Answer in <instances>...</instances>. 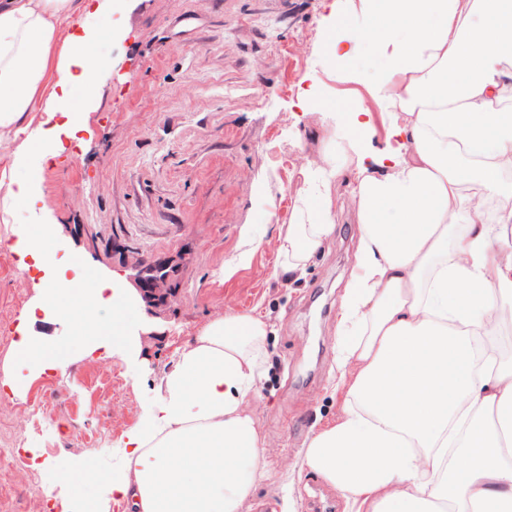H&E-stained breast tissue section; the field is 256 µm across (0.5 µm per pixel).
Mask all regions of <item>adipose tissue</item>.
<instances>
[{
	"label": "adipose tissue",
	"mask_w": 512,
	"mask_h": 512,
	"mask_svg": "<svg viewBox=\"0 0 512 512\" xmlns=\"http://www.w3.org/2000/svg\"><path fill=\"white\" fill-rule=\"evenodd\" d=\"M112 0H0V222L46 209L42 168L83 128L109 61L84 24ZM382 68L370 102L338 107L316 166L280 232V269L299 277L334 231L330 187L351 176L357 271L341 298L336 364L355 368L346 407L314 432L303 465L348 512H512V0H360ZM387 124L369 152L370 114ZM30 224L0 247L43 273L16 356L50 368L32 326L53 315L73 344L107 342L104 314L131 307L126 284L80 257L54 265ZM263 315L212 320L180 354L143 425L126 434L112 493L129 512H240L266 479L247 409L266 377Z\"/></svg>",
	"instance_id": "1"
}]
</instances>
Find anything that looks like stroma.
<instances>
[{
  "label": "stroma",
  "instance_id": "1",
  "mask_svg": "<svg viewBox=\"0 0 512 512\" xmlns=\"http://www.w3.org/2000/svg\"><path fill=\"white\" fill-rule=\"evenodd\" d=\"M364 26L354 0H120L98 19L113 35L111 62L86 106L87 123L64 138L42 174L47 211H18L16 225L48 224L50 250L75 252L122 273L113 244L180 266V296L166 315L138 306L126 341L82 354L53 317L39 342L61 356L38 373L6 355L20 388L0 398V450L35 449L38 467L0 468L9 512H61L71 480L97 473L82 494L103 512H125L111 479L126 466V432L158 396L179 354L212 320L257 311L273 330L267 375L250 404L270 474L241 512H345L341 495L303 466L312 433L345 406L335 363L337 313L356 264L354 203L332 184L335 230L303 277L277 265V241L302 191L299 169L320 161L329 109L348 100L324 40L339 14ZM82 224L86 234L72 236ZM262 241L240 263L247 235ZM41 290L0 255V349Z\"/></svg>",
  "mask_w": 512,
  "mask_h": 512
}]
</instances>
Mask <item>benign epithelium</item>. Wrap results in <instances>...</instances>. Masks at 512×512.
Instances as JSON below:
<instances>
[{"instance_id": "obj_1", "label": "benign epithelium", "mask_w": 512, "mask_h": 512, "mask_svg": "<svg viewBox=\"0 0 512 512\" xmlns=\"http://www.w3.org/2000/svg\"><path fill=\"white\" fill-rule=\"evenodd\" d=\"M123 268L128 271L127 280L135 288L150 316H161L176 298L178 289L173 265L160 259H149L120 247L113 249Z\"/></svg>"}]
</instances>
